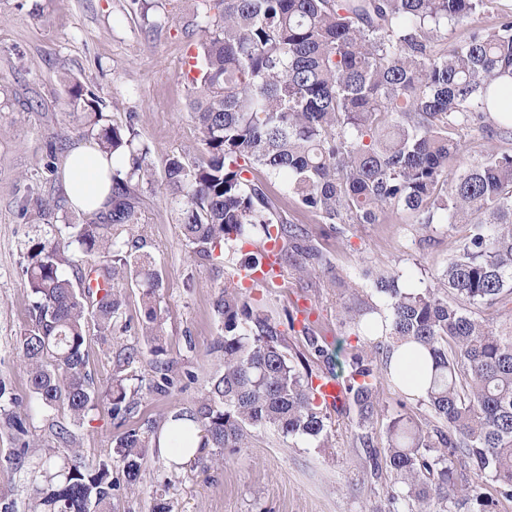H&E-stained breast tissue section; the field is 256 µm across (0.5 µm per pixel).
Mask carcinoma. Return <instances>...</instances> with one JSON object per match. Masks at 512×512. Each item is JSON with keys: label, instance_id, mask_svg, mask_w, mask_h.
Instances as JSON below:
<instances>
[{"label": "carcinoma", "instance_id": "1", "mask_svg": "<svg viewBox=\"0 0 512 512\" xmlns=\"http://www.w3.org/2000/svg\"><path fill=\"white\" fill-rule=\"evenodd\" d=\"M201 37L189 81V105L201 133L200 154H172L164 164L165 190L185 247L198 266H214V251L235 254L246 242L262 265L267 246L279 263L293 253L321 264V250L295 224L276 217L255 169L282 180L299 205L323 223L377 224L408 213L421 229L466 224L470 233L427 288L379 273L378 293L388 314L376 321L370 305L347 306L343 320L360 342L345 363H328L343 379L362 435L364 469L390 475L386 497L419 505L420 512H500L512 503V332L499 334L480 312L512 299V150L494 145L461 172V132L512 141V109L501 92L512 88V14L495 26H474L464 41L448 42V28L475 21L487 0H202ZM65 112L112 156V205L69 224L68 238L28 241L25 287L30 321L16 339L37 399L66 409L82 424L99 395L87 371L88 318L108 341L132 281L141 290L142 347L116 354L106 390L110 413L123 428L97 467L84 465L79 439L51 425L58 446L45 445L28 512H111L112 491L135 489L149 449L168 428L173 453L191 446L207 454L197 464L224 461V449L247 448L257 430L301 436L331 448V421L313 386L318 377L288 353L287 332L242 288L222 287L215 303L221 324L220 368L190 411L132 423L141 387L128 369L144 356L153 376L147 390L175 387L162 360L159 289L162 272L133 233L140 223L138 183L151 170V151L133 125H102L99 101L75 83ZM64 207L28 194L22 213L41 221ZM97 258L81 268L72 250ZM385 332L390 344L368 347ZM399 347L423 362L419 402L442 426L405 412L414 386L390 371ZM385 349V358L377 355ZM400 394L388 417L384 443L368 431L386 406L378 380ZM13 409L0 423L14 432L17 457L32 447L18 398L0 383V400ZM485 486L475 492L474 484Z\"/></svg>", "mask_w": 512, "mask_h": 512}]
</instances>
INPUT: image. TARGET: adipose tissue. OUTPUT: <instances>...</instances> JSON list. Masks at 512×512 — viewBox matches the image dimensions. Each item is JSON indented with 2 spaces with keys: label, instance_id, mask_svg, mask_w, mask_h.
Instances as JSON below:
<instances>
[{
  "label": "adipose tissue",
  "instance_id": "1",
  "mask_svg": "<svg viewBox=\"0 0 512 512\" xmlns=\"http://www.w3.org/2000/svg\"><path fill=\"white\" fill-rule=\"evenodd\" d=\"M62 180L73 208L85 213L104 209L112 193V162L94 142H86L66 157Z\"/></svg>",
  "mask_w": 512,
  "mask_h": 512
}]
</instances>
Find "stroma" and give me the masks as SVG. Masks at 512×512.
<instances>
[{
  "label": "stroma",
  "mask_w": 512,
  "mask_h": 512,
  "mask_svg": "<svg viewBox=\"0 0 512 512\" xmlns=\"http://www.w3.org/2000/svg\"><path fill=\"white\" fill-rule=\"evenodd\" d=\"M202 11L201 0H0V380L23 401L28 437L35 442L50 439L51 422L70 418L32 395L16 349L32 307L22 272L24 244L39 232L31 217L20 214L18 201L31 189L60 193L61 175L46 169L48 145L56 140L71 149L85 140L82 130L65 122L71 83L95 94L105 123H134L151 149L152 176L139 184L138 230L163 275V358L177 372H193L195 381L166 394L143 392L140 418L192 406L220 365L214 303L226 278L238 285L244 278L236 265L217 272L190 260L163 186L168 155L192 156L201 149L183 74L196 51ZM254 176L265 184L278 216L302 225L327 262L304 276L301 258H294L284 264L281 284L252 289L251 295L276 320L289 312L308 317L320 343L341 361L356 345L353 327L340 318L342 307L360 300L387 312L366 271H396L403 281L432 285L469 233L463 224H438L426 232L406 213L335 230L290 198L281 180L261 170ZM327 413L329 448L259 430L251 447L226 453L223 465L204 471L148 452L137 488L115 490L112 512H153L161 501L172 512H385L390 505L382 492L389 478L364 471L362 431L347 402ZM76 432L84 464L98 466L117 434L106 399ZM17 448L11 432L0 427V486L11 488L13 512H28L40 482L39 451L29 449L19 462Z\"/></svg>",
  "instance_id": "35a3bbf8"
}]
</instances>
